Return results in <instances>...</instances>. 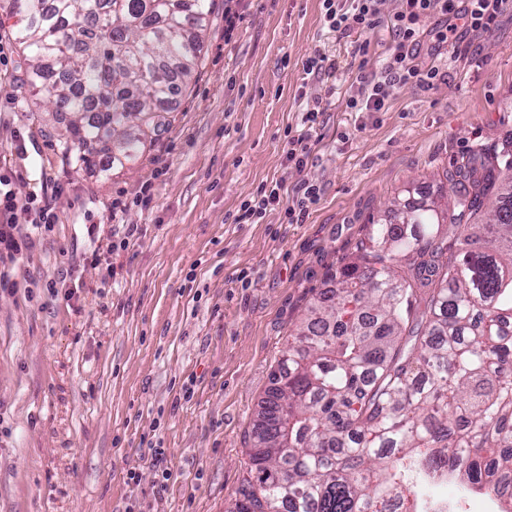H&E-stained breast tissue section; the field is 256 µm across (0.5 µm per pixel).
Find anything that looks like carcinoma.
<instances>
[{"label": "carcinoma", "mask_w": 512, "mask_h": 512, "mask_svg": "<svg viewBox=\"0 0 512 512\" xmlns=\"http://www.w3.org/2000/svg\"><path fill=\"white\" fill-rule=\"evenodd\" d=\"M214 5L12 0L26 85L68 115L62 161L79 171L143 152L129 129L156 126L187 88ZM502 170L512 172V142L456 163L452 206L417 189L369 221L272 372L228 512H425L439 475L495 491L512 472V178L496 182Z\"/></svg>", "instance_id": "1"}]
</instances>
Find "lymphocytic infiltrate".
Wrapping results in <instances>:
<instances>
[{"label": "lymphocytic infiltrate", "mask_w": 512, "mask_h": 512, "mask_svg": "<svg viewBox=\"0 0 512 512\" xmlns=\"http://www.w3.org/2000/svg\"><path fill=\"white\" fill-rule=\"evenodd\" d=\"M381 3L382 0H323L329 30L360 36L358 54L368 55L369 35L378 27H387L392 37V45L379 70L358 73L346 99V109L350 112L384 111L395 86L410 84L430 89L440 80L437 65L423 66L417 61L425 37L422 28L425 17L437 14L444 21L443 30L436 34L437 44L450 40L458 43L465 32L490 31L498 15L512 6V0H401L400 9L385 19L381 16ZM323 112L321 102L306 104L300 129L287 132L284 152L289 166L298 170L306 166L318 118ZM319 192V187L308 181L292 193L279 182L262 184L242 201L235 221L256 224L267 211L280 207L287 223H303ZM20 211L29 216L32 229H51L58 220L42 198L23 191L20 182L11 177L0 175V290L5 292L16 288L13 269L36 246L32 229L22 231L15 221Z\"/></svg>", "instance_id": "obj_1"}]
</instances>
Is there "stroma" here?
Listing matches in <instances>:
<instances>
[{
    "label": "stroma",
    "mask_w": 512,
    "mask_h": 512,
    "mask_svg": "<svg viewBox=\"0 0 512 512\" xmlns=\"http://www.w3.org/2000/svg\"><path fill=\"white\" fill-rule=\"evenodd\" d=\"M224 35L216 7L201 66L149 131L142 155L103 175L64 164L66 117L34 101L10 0H0V173L58 216L0 292V512H228L271 377L319 288L352 257L371 218L408 187L449 192L458 158L512 141V8L468 51L421 50L444 74L397 86L384 112H349L352 38L322 0H242ZM340 81L306 76L314 51ZM322 100L319 141L288 167L287 127ZM320 189L304 223L282 210L238 224L259 185ZM150 187L149 207L137 205ZM138 238L122 246L124 228ZM76 288L72 301L50 285ZM171 475L158 485L151 454ZM137 481H130V474Z\"/></svg>",
    "instance_id": "obj_1"
}]
</instances>
